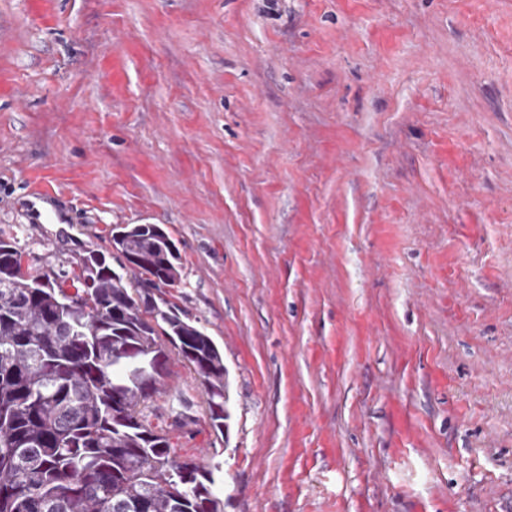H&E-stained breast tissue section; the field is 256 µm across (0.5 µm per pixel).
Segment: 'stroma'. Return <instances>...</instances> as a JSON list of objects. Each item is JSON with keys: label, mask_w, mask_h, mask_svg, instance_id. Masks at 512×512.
<instances>
[{"label": "stroma", "mask_w": 512, "mask_h": 512, "mask_svg": "<svg viewBox=\"0 0 512 512\" xmlns=\"http://www.w3.org/2000/svg\"><path fill=\"white\" fill-rule=\"evenodd\" d=\"M124 224L224 354V438L168 359L224 512H512V0H0V234Z\"/></svg>", "instance_id": "stroma-1"}]
</instances>
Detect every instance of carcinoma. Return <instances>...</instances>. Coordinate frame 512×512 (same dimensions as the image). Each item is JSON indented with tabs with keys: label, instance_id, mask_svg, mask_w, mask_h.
<instances>
[{
	"label": "carcinoma",
	"instance_id": "cac0c4a2",
	"mask_svg": "<svg viewBox=\"0 0 512 512\" xmlns=\"http://www.w3.org/2000/svg\"><path fill=\"white\" fill-rule=\"evenodd\" d=\"M157 224L113 229V267L90 251L79 272L32 277L14 239L0 237V512H224L212 469L178 454L172 423L151 402L172 398L191 432L192 405L162 370L141 388L120 351L166 344L201 379L209 425L231 417L224 354L198 321L162 297L182 277ZM72 281L74 292L64 288Z\"/></svg>",
	"mask_w": 512,
	"mask_h": 512
}]
</instances>
